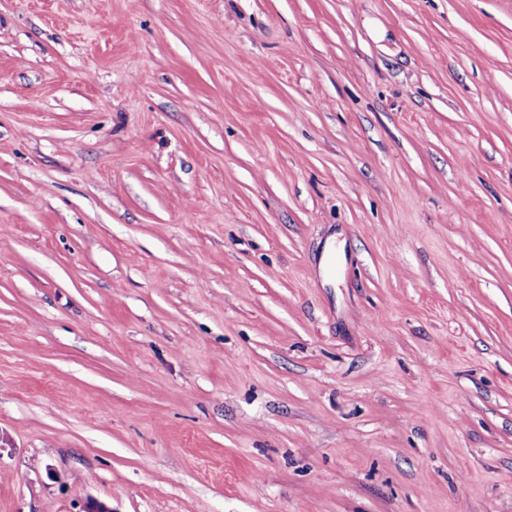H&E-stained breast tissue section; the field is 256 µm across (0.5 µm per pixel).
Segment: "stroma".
<instances>
[{"label":"stroma","mask_w":512,"mask_h":512,"mask_svg":"<svg viewBox=\"0 0 512 512\" xmlns=\"http://www.w3.org/2000/svg\"><path fill=\"white\" fill-rule=\"evenodd\" d=\"M512 512V0H0V512Z\"/></svg>","instance_id":"1"}]
</instances>
